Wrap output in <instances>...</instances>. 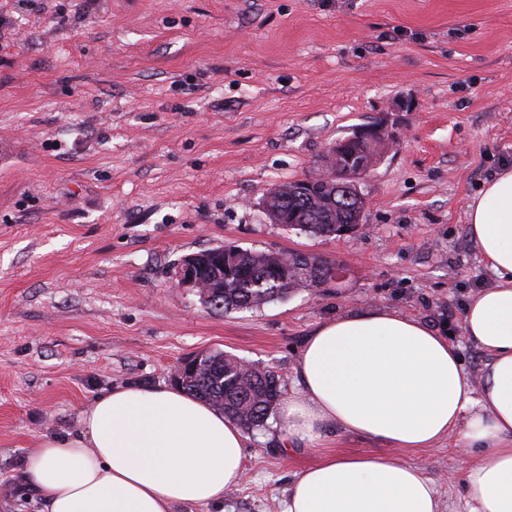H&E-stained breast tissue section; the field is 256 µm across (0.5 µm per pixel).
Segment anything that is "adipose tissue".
I'll list each match as a JSON object with an SVG mask.
<instances>
[{"mask_svg":"<svg viewBox=\"0 0 512 512\" xmlns=\"http://www.w3.org/2000/svg\"><path fill=\"white\" fill-rule=\"evenodd\" d=\"M468 224L495 277L463 318L488 356L479 383L458 346L415 318L377 309L317 325L276 427L284 452L321 454L295 474L285 512H440L423 470L324 448L332 431L410 449L457 435L479 451L463 477L469 512H512V168L485 183ZM79 424V435L43 436L27 453L24 480L46 512H173L218 503L242 479V429L177 387H112Z\"/></svg>","mask_w":512,"mask_h":512,"instance_id":"ef3b65f1","label":"adipose tissue"}]
</instances>
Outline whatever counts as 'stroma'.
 I'll return each mask as SVG.
<instances>
[{"mask_svg":"<svg viewBox=\"0 0 512 512\" xmlns=\"http://www.w3.org/2000/svg\"><path fill=\"white\" fill-rule=\"evenodd\" d=\"M0 16L15 28L0 35V512H42L22 475L41 434H78L99 393L170 383L200 351L273 368L287 395L314 327L379 308L451 336L478 379L487 356L463 317L494 276L467 212L512 168V0H0ZM369 124L397 142L360 182L355 234L266 219L270 189ZM225 243L345 275L211 310L173 274ZM276 422L248 432L221 504L174 512H284L319 452L280 455ZM387 452L424 470L441 512H466L477 449Z\"/></svg>","mask_w":512,"mask_h":512,"instance_id":"1","label":"stroma"}]
</instances>
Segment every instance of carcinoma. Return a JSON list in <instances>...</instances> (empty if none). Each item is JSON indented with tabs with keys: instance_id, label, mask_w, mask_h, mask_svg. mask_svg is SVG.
I'll list each match as a JSON object with an SVG mask.
<instances>
[{
	"instance_id": "cac0c4a2",
	"label": "carcinoma",
	"mask_w": 512,
	"mask_h": 512,
	"mask_svg": "<svg viewBox=\"0 0 512 512\" xmlns=\"http://www.w3.org/2000/svg\"><path fill=\"white\" fill-rule=\"evenodd\" d=\"M386 148V142L378 140L363 149L366 167L373 168ZM354 151L346 158L324 156L325 167L354 175L358 172V159ZM301 180L283 182L265 197L268 218L284 213L298 214L293 229L315 237H328L342 224L361 223L363 208L358 201L343 200L336 191V181L316 179L311 192L303 195ZM239 264L246 271L232 272V279L224 280V292L213 296L210 308L226 313L238 309H259L265 304L283 298L299 288H315L323 283L334 265L323 258L316 259L319 267L290 253L279 261L275 252L244 248L237 254ZM180 387L207 401L231 416L246 430L265 425L280 398L279 376L269 367L256 368L222 351H210L202 359V367L196 374L180 383Z\"/></svg>"
}]
</instances>
